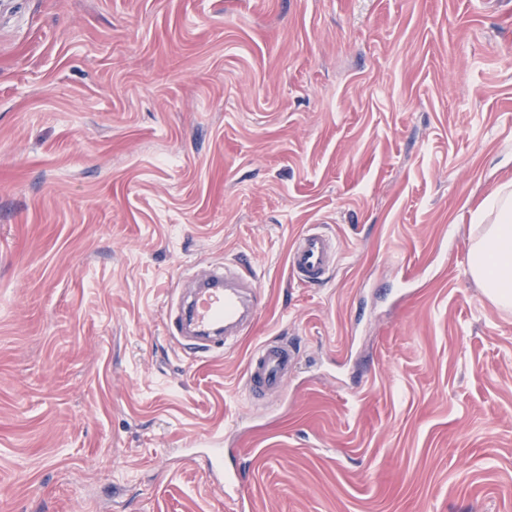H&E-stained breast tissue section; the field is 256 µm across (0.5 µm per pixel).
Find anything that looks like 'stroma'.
Masks as SVG:
<instances>
[{
  "instance_id": "obj_1",
  "label": "stroma",
  "mask_w": 512,
  "mask_h": 512,
  "mask_svg": "<svg viewBox=\"0 0 512 512\" xmlns=\"http://www.w3.org/2000/svg\"><path fill=\"white\" fill-rule=\"evenodd\" d=\"M509 178L512 0H0V512H236L214 435L250 512H512V311L467 271ZM240 256L237 345L166 340ZM337 262V242L318 224L310 225L299 233L288 251L290 274L307 286L322 285L336 268ZM298 354L288 341H265L250 355L246 365L245 392L254 400L269 392L283 393ZM215 482L217 487L224 492L225 499L232 501L240 511H245L247 503L241 492V474L238 468L233 473H226L221 469L216 471Z\"/></svg>"
}]
</instances>
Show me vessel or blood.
I'll return each mask as SVG.
<instances>
[{
	"label": "vessel or blood",
	"mask_w": 512,
	"mask_h": 512,
	"mask_svg": "<svg viewBox=\"0 0 512 512\" xmlns=\"http://www.w3.org/2000/svg\"><path fill=\"white\" fill-rule=\"evenodd\" d=\"M338 262V245L319 225H310L292 241L288 269L298 282L322 285ZM188 291L179 292L170 302L166 333L177 347L199 352L213 346L231 348L234 337L243 335L255 321L261 303L259 278L244 261L211 265L191 273ZM298 359L287 341H266L258 345L246 365L245 392L248 399L284 392ZM217 487L239 512L247 503L241 492L240 472H217Z\"/></svg>",
	"instance_id": "1"
}]
</instances>
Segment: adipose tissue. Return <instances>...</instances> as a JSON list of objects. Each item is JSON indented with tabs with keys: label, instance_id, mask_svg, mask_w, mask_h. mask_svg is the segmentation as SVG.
<instances>
[{
	"label": "adipose tissue",
	"instance_id": "ef3b65f1",
	"mask_svg": "<svg viewBox=\"0 0 512 512\" xmlns=\"http://www.w3.org/2000/svg\"><path fill=\"white\" fill-rule=\"evenodd\" d=\"M480 235L469 250L468 268L484 295L512 309V178L498 184L470 215Z\"/></svg>",
	"mask_w": 512,
	"mask_h": 512
}]
</instances>
